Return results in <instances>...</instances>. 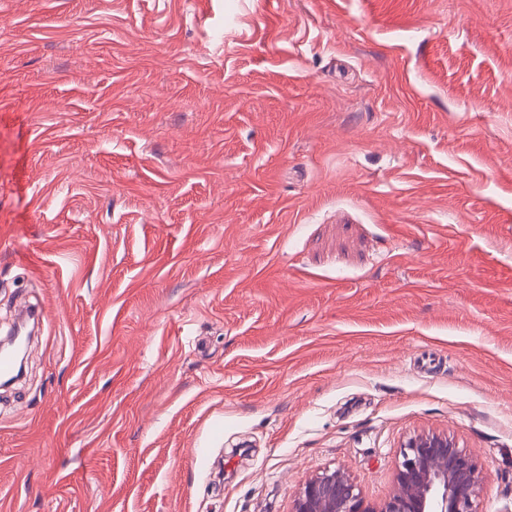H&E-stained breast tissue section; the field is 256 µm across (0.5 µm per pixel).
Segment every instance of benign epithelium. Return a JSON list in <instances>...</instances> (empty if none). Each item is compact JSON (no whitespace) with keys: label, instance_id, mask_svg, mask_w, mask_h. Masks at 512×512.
<instances>
[{"label":"benign epithelium","instance_id":"1","mask_svg":"<svg viewBox=\"0 0 512 512\" xmlns=\"http://www.w3.org/2000/svg\"><path fill=\"white\" fill-rule=\"evenodd\" d=\"M401 456L393 490L384 500H367L338 467L307 480L289 512H480L483 468L448 435L417 434Z\"/></svg>","mask_w":512,"mask_h":512}]
</instances>
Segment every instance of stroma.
<instances>
[{
  "label": "stroma",
  "mask_w": 512,
  "mask_h": 512,
  "mask_svg": "<svg viewBox=\"0 0 512 512\" xmlns=\"http://www.w3.org/2000/svg\"><path fill=\"white\" fill-rule=\"evenodd\" d=\"M0 512H289L409 437L512 512V0H0Z\"/></svg>",
  "instance_id": "35a3bbf8"
}]
</instances>
